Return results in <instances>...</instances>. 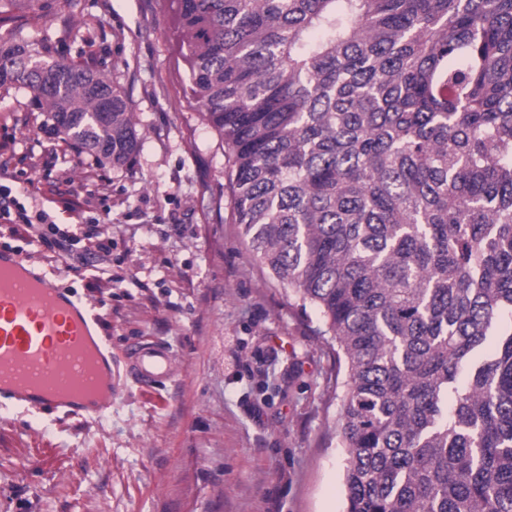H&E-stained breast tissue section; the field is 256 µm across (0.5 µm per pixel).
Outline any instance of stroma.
I'll return each mask as SVG.
<instances>
[{
    "label": "stroma",
    "instance_id": "obj_1",
    "mask_svg": "<svg viewBox=\"0 0 512 512\" xmlns=\"http://www.w3.org/2000/svg\"><path fill=\"white\" fill-rule=\"evenodd\" d=\"M0 37L118 81L141 138L122 167L98 164L42 131L27 89L0 88V156L60 227L98 223L112 254L85 239L62 259L1 223L0 247L76 288L114 355L141 341L173 354L170 379L127 382L94 419L1 415L0 512H345L336 354L234 222L228 157L191 95L168 0L8 4Z\"/></svg>",
    "mask_w": 512,
    "mask_h": 512
}]
</instances>
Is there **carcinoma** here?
<instances>
[{
	"label": "carcinoma",
	"instance_id": "carcinoma-1",
	"mask_svg": "<svg viewBox=\"0 0 512 512\" xmlns=\"http://www.w3.org/2000/svg\"><path fill=\"white\" fill-rule=\"evenodd\" d=\"M232 209L344 362L346 512H512V0H169ZM101 163L123 87L24 40L0 88Z\"/></svg>",
	"mask_w": 512,
	"mask_h": 512
}]
</instances>
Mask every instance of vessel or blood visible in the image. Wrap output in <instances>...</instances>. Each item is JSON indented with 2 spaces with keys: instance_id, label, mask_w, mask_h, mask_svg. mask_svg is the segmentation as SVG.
Wrapping results in <instances>:
<instances>
[{
  "instance_id": "vessel-or-blood-1",
  "label": "vessel or blood",
  "mask_w": 512,
  "mask_h": 512,
  "mask_svg": "<svg viewBox=\"0 0 512 512\" xmlns=\"http://www.w3.org/2000/svg\"><path fill=\"white\" fill-rule=\"evenodd\" d=\"M76 294L31 273L26 256L0 250V402L88 418L112 407L127 381L150 387L170 377L172 357L159 344L125 348L112 366V345Z\"/></svg>"
}]
</instances>
